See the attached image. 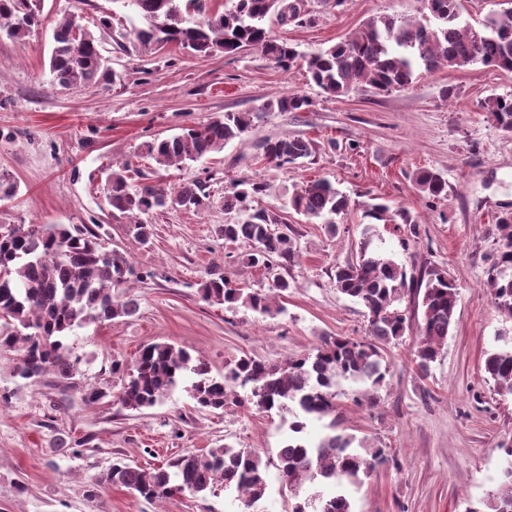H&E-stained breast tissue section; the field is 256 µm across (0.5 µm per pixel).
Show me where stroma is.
Returning <instances> with one entry per match:
<instances>
[{
	"label": "stroma",
	"instance_id": "obj_1",
	"mask_svg": "<svg viewBox=\"0 0 512 512\" xmlns=\"http://www.w3.org/2000/svg\"><path fill=\"white\" fill-rule=\"evenodd\" d=\"M110 0H44L42 27L23 42L0 37V173L19 184L17 197L0 202V224H78L96 231L108 248L127 252L147 274L119 298L136 300L130 317L74 328L66 337L77 371L71 379L49 373L24 379L0 359V512H241L236 493L223 488L149 502L107 484L113 461L144 469L187 452L231 445L275 458L288 438L286 414L234 404L195 408L185 386L143 411L124 408L113 361L133 365L141 347L172 342L203 358L212 376L248 354L271 364L312 352L322 337L367 334L364 307L338 292L336 265L354 259L368 204L384 202L412 216L399 229L382 227V247L412 274L437 269L457 286L459 301L447 345L428 372L415 362L412 336L388 345L389 372L370 389L348 381L336 389L335 419L311 421L309 437L329 424L367 448L383 449L359 488L348 489L352 512H467L495 495L512 454V395L499 394L484 371L488 353L512 339V318L499 312L487 286L497 258L496 217L512 210V133L487 120L480 103L512 94V72L480 65L425 72L405 90L357 91L334 98L302 67L283 71L260 51L200 58L175 46L141 55L120 50L113 34L127 24L114 12L111 30L98 26ZM312 19L270 31L313 53L339 42L372 16L421 20L424 0H346L326 8L306 0ZM78 14L99 39L118 78L113 83L64 89L50 82L53 26ZM457 95L443 99L444 86ZM299 93L305 112L262 111L264 103ZM258 111L252 128L223 151L189 165L160 168L146 142L187 126H203L227 112ZM314 141L310 163L281 166L258 148L267 138ZM131 166L169 187L206 184L200 210L170 208L146 214L149 243L126 233L127 218L106 197L113 165ZM421 168L439 171L448 195L429 202L413 183ZM333 183L350 198L335 227L289 209L295 188L312 179ZM264 185L255 207L279 214L297 246L280 273L290 283L283 313L268 316L202 299L198 287L211 271L226 273L246 290H268L264 269L244 261L248 247L225 242L218 228L239 213L224 207L237 183ZM408 239L401 249L400 239ZM95 388L100 401L86 402ZM260 512H292L297 502L331 490L304 484L291 490L277 467Z\"/></svg>",
	"mask_w": 512,
	"mask_h": 512
}]
</instances>
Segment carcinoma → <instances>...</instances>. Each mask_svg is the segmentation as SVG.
Here are the masks:
<instances>
[{
	"mask_svg": "<svg viewBox=\"0 0 512 512\" xmlns=\"http://www.w3.org/2000/svg\"><path fill=\"white\" fill-rule=\"evenodd\" d=\"M42 0H0V35L22 42L41 25ZM136 16L141 25L120 33L119 49L141 55L175 45L199 57L236 54L258 49L274 65L290 71L303 62L322 91L346 96L365 87L376 93L408 88L420 69H460L482 65L512 72V8L488 14L478 25L462 20L459 0H425L430 16L414 22L391 15L370 17L343 40L326 50L302 54L286 41L273 37L265 27L272 13L283 24L302 23V0H110ZM51 82L61 88L88 87L113 80L117 73L102 54L100 43L71 14L56 23L49 57ZM309 98L285 96L264 109L305 112ZM480 107L499 129L512 133V94L490 95ZM258 114L226 112L203 127L146 143V155L160 167L197 161L220 152L239 137ZM263 157L281 165L296 164L315 153L312 140L303 137L267 138L259 144ZM128 165L108 177L107 198L112 210L130 219L126 232L140 244L153 235L152 225L141 215L168 206L205 207L208 193L198 181L168 188L145 182H128ZM417 191L435 201L447 196V181L436 170L421 168L414 174ZM264 186L246 182L224 194V208L242 218L226 224L220 235L250 247L244 260L273 272L281 261L296 255L294 238L272 225L281 217L266 209L251 210ZM348 197L329 181L313 179L302 185L288 207L308 218L336 224L348 210ZM372 219L363 231L355 260L336 266L333 281L339 292L362 304L368 318V336H327L315 352L270 365L244 355L226 366L224 376L210 375L207 364L182 347L155 342L143 347L130 372L112 362V373L122 374L119 402L141 411L154 407L186 377L189 393L200 410H222L229 399L250 403L265 411L277 409L291 416L288 440L277 453V468L289 486L306 482L334 485L336 495L313 498L294 506L293 512H352L346 486H358L376 464L383 461L380 448L354 446L355 437L336 432V426L319 439L306 436L307 421L336 413V387L342 380L380 386L386 376L385 347L416 328L414 355L425 372L448 343L458 304V292L439 271L428 277L407 276L404 265L372 244L379 224H410L403 209L390 210L382 203L369 205ZM498 261L488 279L497 309L512 317V211L496 219ZM127 253L107 249L98 234L86 227L65 225H0V357L16 361L17 374L30 379L54 372L69 377L75 363L63 343L74 327L87 322L111 321L136 314L137 302L119 299L112 289L142 281ZM290 288L276 275L269 292H246L232 287L227 276L209 274L199 283L204 300L242 305L268 315L283 311L276 303ZM410 297L414 309L401 308ZM484 371L497 392L512 395V346L489 353ZM250 388L242 399L237 388ZM271 461L249 448L224 445L203 453L188 452L150 471L122 460L112 464L106 481L147 501L174 497L185 491L205 494L220 486L237 492L245 509H254L266 498ZM469 512H512V466L503 471L499 492L484 502V509Z\"/></svg>",
	"mask_w": 512,
	"mask_h": 512,
	"instance_id": "1",
	"label": "carcinoma"
}]
</instances>
